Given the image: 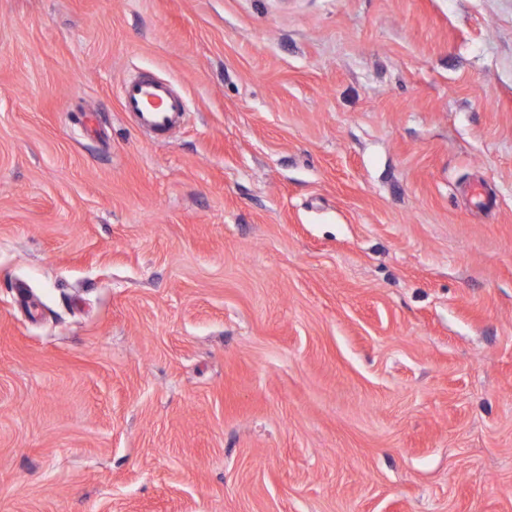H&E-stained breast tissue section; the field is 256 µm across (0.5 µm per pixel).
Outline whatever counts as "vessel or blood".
<instances>
[{
	"label": "vessel or blood",
	"instance_id": "1",
	"mask_svg": "<svg viewBox=\"0 0 512 512\" xmlns=\"http://www.w3.org/2000/svg\"><path fill=\"white\" fill-rule=\"evenodd\" d=\"M123 111L135 116L140 127L166 136L185 115V103L172 84L154 77L124 83L120 92Z\"/></svg>",
	"mask_w": 512,
	"mask_h": 512
}]
</instances>
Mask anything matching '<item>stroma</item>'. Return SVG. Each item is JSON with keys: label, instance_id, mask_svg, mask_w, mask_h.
I'll return each instance as SVG.
<instances>
[{"label": "stroma", "instance_id": "1", "mask_svg": "<svg viewBox=\"0 0 512 512\" xmlns=\"http://www.w3.org/2000/svg\"><path fill=\"white\" fill-rule=\"evenodd\" d=\"M0 512H512V0H0ZM124 112L135 116L140 127L165 137L185 115V103L172 84L154 77L124 83L120 92Z\"/></svg>", "mask_w": 512, "mask_h": 512}]
</instances>
